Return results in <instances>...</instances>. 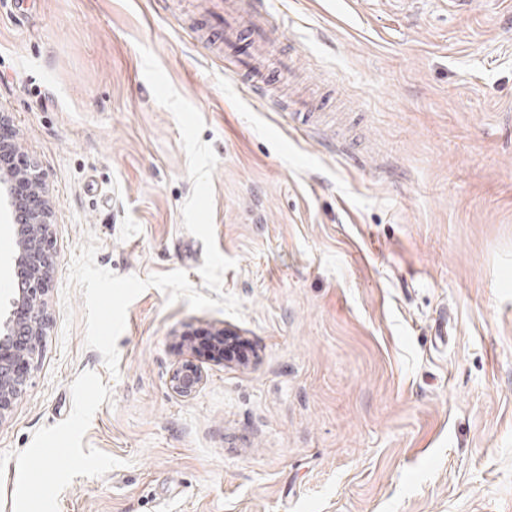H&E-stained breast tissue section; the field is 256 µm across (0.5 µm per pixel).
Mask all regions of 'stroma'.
<instances>
[{
    "label": "stroma",
    "instance_id": "stroma-1",
    "mask_svg": "<svg viewBox=\"0 0 512 512\" xmlns=\"http://www.w3.org/2000/svg\"><path fill=\"white\" fill-rule=\"evenodd\" d=\"M268 3L307 78L275 73L259 102L196 0H0V110L58 255L32 385L0 421V512H512V0ZM144 48L205 121L242 316L148 288L113 375L66 286L82 245L205 290ZM293 102L320 113L309 133ZM221 329L247 363L183 341ZM189 358L205 381L182 397ZM204 372L202 368L191 360H187L177 367L171 376L173 390L183 397L192 396L203 384Z\"/></svg>",
    "mask_w": 512,
    "mask_h": 512
}]
</instances>
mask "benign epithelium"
Instances as JSON below:
<instances>
[{"mask_svg": "<svg viewBox=\"0 0 512 512\" xmlns=\"http://www.w3.org/2000/svg\"><path fill=\"white\" fill-rule=\"evenodd\" d=\"M20 177L30 185L28 237L14 257V267L21 266L27 271V283L22 297L10 300L9 316L0 321V421L12 412L31 385L41 337L51 324L47 295L57 259L51 229L53 211L44 173L36 161L23 153L18 155L9 175H0V217L13 220L12 184ZM203 382L202 368L191 360L182 363L171 376L173 390L183 397L193 395Z\"/></svg>", "mask_w": 512, "mask_h": 512, "instance_id": "benign-epithelium-1", "label": "benign epithelium"}]
</instances>
